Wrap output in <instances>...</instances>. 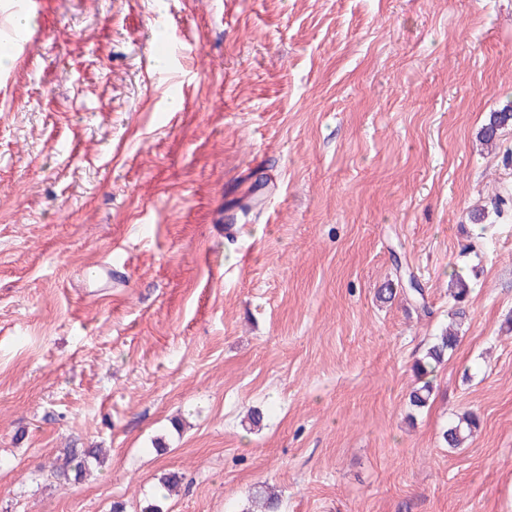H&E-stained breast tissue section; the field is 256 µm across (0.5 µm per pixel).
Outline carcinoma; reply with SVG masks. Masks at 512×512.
Here are the masks:
<instances>
[{
  "label": "carcinoma",
  "mask_w": 512,
  "mask_h": 512,
  "mask_svg": "<svg viewBox=\"0 0 512 512\" xmlns=\"http://www.w3.org/2000/svg\"><path fill=\"white\" fill-rule=\"evenodd\" d=\"M512 125V104L506 108L491 113L488 122L479 131V138L487 145L496 144L502 130ZM448 291L454 301L456 328L445 329L435 342L428 348L425 355L414 364L418 384L409 393V404L415 409H421L428 405L432 395L433 386L426 376L439 367L453 351L459 341V332L467 315L464 302L469 294V284L466 279L457 272H452L448 278ZM479 426V418L469 412L457 417L442 433L444 443L450 448L461 447ZM100 449L98 448H69L66 450L64 462L55 467L53 476L65 483L79 481L92 462H100ZM262 500L263 512H280L282 500L272 489L265 488L258 492Z\"/></svg>",
  "instance_id": "1"
}]
</instances>
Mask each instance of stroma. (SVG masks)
<instances>
[{
    "label": "stroma",
    "instance_id": "stroma-1",
    "mask_svg": "<svg viewBox=\"0 0 512 512\" xmlns=\"http://www.w3.org/2000/svg\"><path fill=\"white\" fill-rule=\"evenodd\" d=\"M14 7L0 512H243L264 483L283 512H512V126L477 140L512 101V0ZM454 269L468 320L415 410ZM466 412L479 430L444 447ZM11 37L0 40V72L8 70L18 57L17 43L30 27V18L19 12H11ZM512 125V104L506 108L491 113L488 122L481 128L478 135L486 145H496L499 141L502 130ZM100 450L101 448H68L64 462L55 467L53 476L65 483L79 481L89 469L90 463H100Z\"/></svg>",
    "mask_w": 512,
    "mask_h": 512
}]
</instances>
